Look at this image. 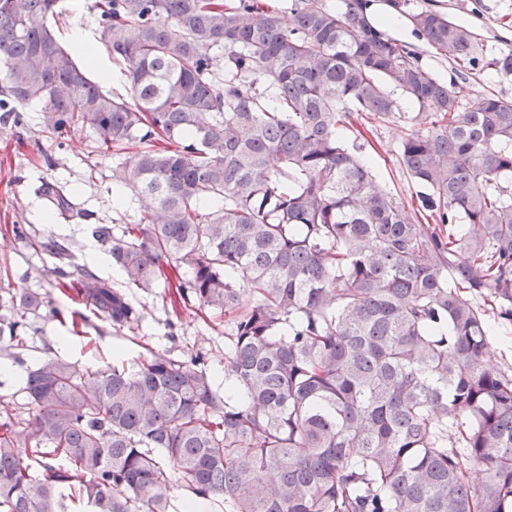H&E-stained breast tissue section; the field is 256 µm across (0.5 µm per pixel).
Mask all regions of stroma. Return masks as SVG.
<instances>
[{
  "label": "stroma",
  "instance_id": "1",
  "mask_svg": "<svg viewBox=\"0 0 512 512\" xmlns=\"http://www.w3.org/2000/svg\"><path fill=\"white\" fill-rule=\"evenodd\" d=\"M431 9L447 14L454 22L472 30L484 46L486 56L512 50V0H406L394 15L401 28L390 35L409 46L422 64L439 80L466 88L464 104L474 106L490 94L512 98V77L503 79L489 69H460L447 55L437 53L414 29L410 13ZM56 33L62 42H71L78 33L96 35L98 17L89 8V0H64L63 13L56 19ZM403 116L393 124L379 125L361 119L342 130L345 142L364 144V155L373 168L377 184L394 198L406 203L418 200L421 187L399 164V148L410 130L416 129L415 109L402 104ZM97 135L86 128L76 133L65 146H57L43 133L39 107L22 106L19 118L0 113V227L16 224L40 239L65 242L68 253L59 257L46 251H33L22 240L0 236V306L10 294L28 291L48 297L51 306L66 310L81 308L74 292L59 293L53 287L60 274L76 269L111 282L120 276L112 267L92 262L87 246L97 224L124 225L137 217L138 204L126 200L116 204L112 169L115 159L96 148ZM53 158L44 164L42 154ZM57 179L76 191L80 202L92 213L89 222L48 223L46 209L35 197L33 188L40 180ZM130 298L144 317L138 329L114 331L107 322L90 317L83 335L75 336L60 325L47 309L28 318L25 367H32L44 355L51 354L76 366H103L124 360L135 366L147 349L175 353L192 349L206 353L216 380L224 378V349L231 330L230 317L199 308H172L163 288L146 292L132 291Z\"/></svg>",
  "mask_w": 512,
  "mask_h": 512
}]
</instances>
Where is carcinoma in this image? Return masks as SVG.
I'll use <instances>...</instances> for the list:
<instances>
[{"instance_id":"carcinoma-1","label":"carcinoma","mask_w":512,"mask_h":512,"mask_svg":"<svg viewBox=\"0 0 512 512\" xmlns=\"http://www.w3.org/2000/svg\"><path fill=\"white\" fill-rule=\"evenodd\" d=\"M61 0H0V112L41 105L43 131L89 126L139 204L97 224L120 286L80 275L112 328L129 298L164 283L170 303L234 316L224 391L205 357L149 351L137 369L78 370L57 356L26 373L34 410L0 404V512H171L175 489L233 512H512V377L485 311L512 324V100L463 106L377 29L367 0H93L98 41L128 97L104 91L48 25ZM461 67L512 75L444 14L410 15ZM419 128L399 164L414 208L378 190L339 127L401 117ZM36 195L53 218L91 219L67 183ZM12 234L58 256L68 248ZM44 297L18 293L0 350H21Z\"/></svg>"}]
</instances>
